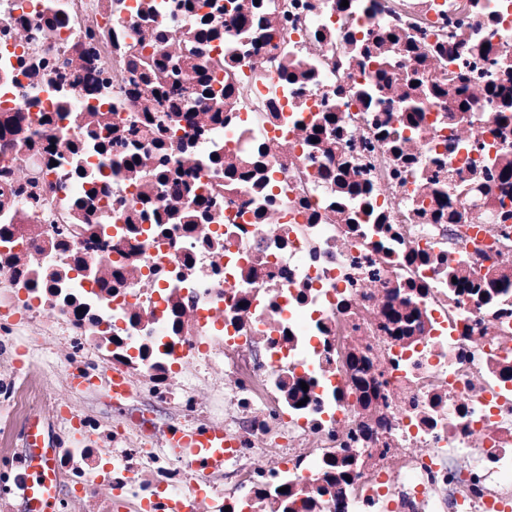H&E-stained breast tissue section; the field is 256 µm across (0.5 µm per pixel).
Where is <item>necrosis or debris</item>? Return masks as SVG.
Returning a JSON list of instances; mask_svg holds the SVG:
<instances>
[{"label": "necrosis or debris", "instance_id": "obj_1", "mask_svg": "<svg viewBox=\"0 0 512 512\" xmlns=\"http://www.w3.org/2000/svg\"><path fill=\"white\" fill-rule=\"evenodd\" d=\"M415 74L464 82L411 114L383 84ZM496 85L512 0H0V350L20 318L88 387L121 378L113 407L209 421L232 477L143 423L89 445L87 417L0 371V512L42 408L71 439L55 512H279L282 487L292 512H512ZM128 407L130 411L144 414L146 418L153 419L157 424H175L177 421L175 410L171 406H158L132 399Z\"/></svg>", "mask_w": 512, "mask_h": 512}]
</instances>
